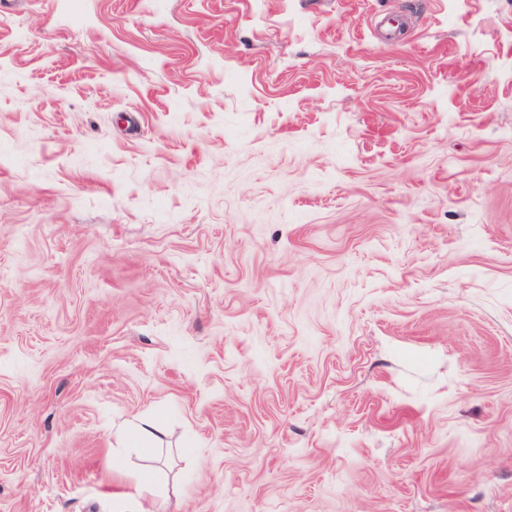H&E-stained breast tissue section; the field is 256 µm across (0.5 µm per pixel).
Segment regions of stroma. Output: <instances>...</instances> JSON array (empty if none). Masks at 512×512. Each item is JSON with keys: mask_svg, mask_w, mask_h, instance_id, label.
I'll return each mask as SVG.
<instances>
[{"mask_svg": "<svg viewBox=\"0 0 512 512\" xmlns=\"http://www.w3.org/2000/svg\"><path fill=\"white\" fill-rule=\"evenodd\" d=\"M0 512H512V0H0Z\"/></svg>", "mask_w": 512, "mask_h": 512, "instance_id": "35a3bbf8", "label": "stroma"}]
</instances>
